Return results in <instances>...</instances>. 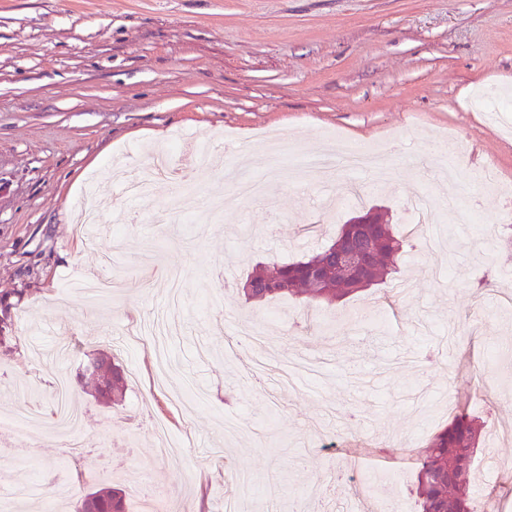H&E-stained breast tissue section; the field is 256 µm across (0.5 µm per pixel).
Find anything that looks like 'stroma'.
Masks as SVG:
<instances>
[{
	"mask_svg": "<svg viewBox=\"0 0 512 512\" xmlns=\"http://www.w3.org/2000/svg\"><path fill=\"white\" fill-rule=\"evenodd\" d=\"M512 89V0H0V292H20L13 352L0 353V419L39 410L31 471L0 479L17 512L68 486H121L174 512H345L358 495L413 504L416 460L453 414L486 432L512 423V254L500 239L512 199V132L472 112L475 90ZM252 147L261 200L200 173L181 195L134 200L99 176L111 159L145 167L172 140ZM379 150L396 168L335 183L301 167L326 140ZM293 151L267 178L272 141ZM431 194L444 236L415 234L410 202ZM477 198L470 223L451 199ZM102 226L76 230L81 204ZM385 211L410 246L385 282L333 303H254L257 264L321 249L361 208ZM118 245L136 287L92 309L75 287ZM267 322L275 357L322 358L286 388L253 371L239 320ZM105 351L126 369L121 402L82 377ZM77 384L86 452L55 425L58 378ZM165 423L193 447L158 455ZM512 444L482 453L480 501L512 506Z\"/></svg>",
	"mask_w": 512,
	"mask_h": 512,
	"instance_id": "35a3bbf8",
	"label": "stroma"
}]
</instances>
